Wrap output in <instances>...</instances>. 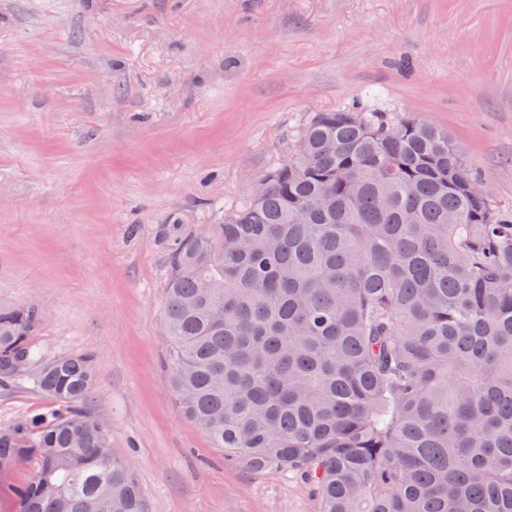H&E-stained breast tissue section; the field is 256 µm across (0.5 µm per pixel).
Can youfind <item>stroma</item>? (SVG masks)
Here are the masks:
<instances>
[{"label":"stroma","instance_id":"35a3bbf8","mask_svg":"<svg viewBox=\"0 0 512 512\" xmlns=\"http://www.w3.org/2000/svg\"><path fill=\"white\" fill-rule=\"evenodd\" d=\"M446 130L512 209V0H0V309L95 353L87 406L149 512H313L178 411L163 327L173 224L203 231L313 113ZM0 386V428L54 412Z\"/></svg>","mask_w":512,"mask_h":512}]
</instances>
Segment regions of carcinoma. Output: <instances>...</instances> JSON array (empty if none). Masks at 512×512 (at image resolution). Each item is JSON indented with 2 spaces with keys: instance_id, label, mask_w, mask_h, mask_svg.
I'll use <instances>...</instances> for the list:
<instances>
[{
  "instance_id": "obj_1",
  "label": "carcinoma",
  "mask_w": 512,
  "mask_h": 512,
  "mask_svg": "<svg viewBox=\"0 0 512 512\" xmlns=\"http://www.w3.org/2000/svg\"><path fill=\"white\" fill-rule=\"evenodd\" d=\"M257 198L173 243L180 413L314 512H512V211L427 121L317 112ZM44 311H0V382L59 410L0 429L14 512H147L86 404L92 353L48 356Z\"/></svg>"
}]
</instances>
